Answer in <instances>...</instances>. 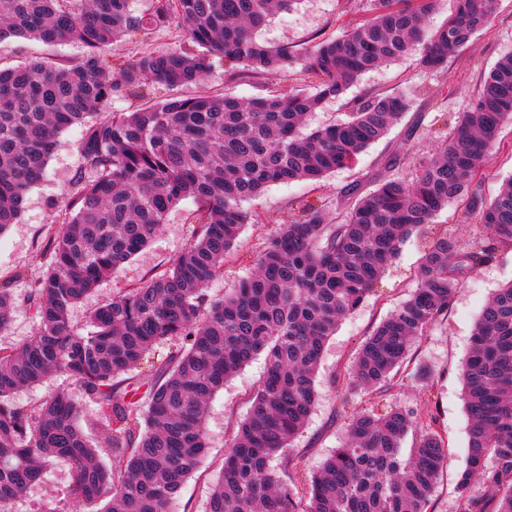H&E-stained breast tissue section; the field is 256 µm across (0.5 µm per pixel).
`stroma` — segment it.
Listing matches in <instances>:
<instances>
[{"mask_svg":"<svg viewBox=\"0 0 512 512\" xmlns=\"http://www.w3.org/2000/svg\"><path fill=\"white\" fill-rule=\"evenodd\" d=\"M360 0H301L292 10L272 17L260 32L272 45H312L314 38L341 34L355 19ZM182 49L177 26L150 34L124 38L109 47L112 60H129L144 47ZM77 43L46 46L16 37L0 40V57L23 64L35 57L66 58L82 55ZM512 54V0H500L499 13L489 32L478 35L447 69L424 70L417 55L365 73L348 91L327 101L309 120L316 129L343 119L354 103L371 92L388 91L406 95L407 111L391 127L387 136L369 146L347 167L337 170L318 184L294 181L272 185L264 193L244 202L254 221L245 225L224 263V275L213 281L208 292L219 297L232 291L249 276L257 255L279 224L285 223L298 205L324 203L330 212L350 205L341 196L345 186H358L360 193L372 192L384 179L405 175L413 159L431 154L440 133L453 127L465 112L495 62ZM293 82L283 73L254 79L232 80L216 61L190 93L223 91L248 100L285 91ZM82 129L72 126L57 137L46 174L27 195L25 209L16 224L0 234V284L10 288L14 311L0 343L24 342L38 328L29 299L31 284L41 274L42 254L57 227L54 204L70 191L71 180L82 166L79 150ZM501 146L495 150L482 181L484 199L494 197L504 178L512 176V123L500 131ZM192 199L182 200L169 214L166 224L149 245L98 289L77 304L71 317L75 325L88 328L91 311L109 300L113 293L141 282L168 268L194 234L190 216ZM425 239L412 235L400 248L394 264L375 284L366 301L344 317L328 342L317 377L318 401L302 433L293 443L295 464L290 480L305 489L316 471L344 439L348 416L353 408L368 406L369 395L350 390L349 368L362 341L414 291ZM512 280V248L501 249L496 259L482 264L458 286L448 311L413 346L397 377L398 387L387 394L386 404H400L432 414L436 429L447 441L451 460L441 473L432 496L433 512H457L456 483L468 452L469 422L463 404L461 367L469 350L474 323L494 291ZM265 372L264 357H257L217 392L209 404L207 433L209 448L201 467L184 483L174 512H205L212 485L220 475L227 446L245 417L250 399ZM70 471L66 464L51 465L42 481L12 502L10 512H67L71 502Z\"/></svg>","mask_w":512,"mask_h":512,"instance_id":"1","label":"stroma"}]
</instances>
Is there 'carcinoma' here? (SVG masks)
Returning <instances> with one entry per match:
<instances>
[{
    "label": "carcinoma",
    "instance_id": "obj_1",
    "mask_svg": "<svg viewBox=\"0 0 512 512\" xmlns=\"http://www.w3.org/2000/svg\"><path fill=\"white\" fill-rule=\"evenodd\" d=\"M0 0V38L46 45L78 42L75 59L0 60V233L23 212L58 134L83 127V166L60 227L50 236L46 269L32 284L34 336L0 344V512L40 482L55 461L70 468L72 512L105 502L103 512H170L202 463L211 397L256 357L266 362L212 487L206 512H431L450 455L433 416L394 405L363 407L347 435L299 493L285 476L286 454L317 402L319 366L340 320L357 309L396 259L401 244L463 202L475 214L479 246L464 248L444 229L429 237L418 285L361 344L351 368L355 391L380 397L415 340L448 311L460 281L512 247V178L481 194L485 167L502 125L512 122V54L497 60L469 111L433 153L413 161L336 216L306 203L256 258L254 273L221 298L207 294L250 216L241 202L274 184L319 181L382 139L408 107L401 95L373 93L347 118L306 131L307 117L363 74L420 55L428 71L447 67L487 32L499 0H456L431 32L435 0H363L345 34L310 48L271 46L258 32L299 0ZM178 21L196 50L145 47L115 65L104 49L131 33ZM224 60L234 78L293 71L312 85L249 101L219 92L185 95ZM172 91L134 112H109L115 98ZM191 197L197 224L170 268L97 307L84 333L71 308L142 251L169 212ZM13 297L0 286V332ZM164 366L133 382L124 375L159 344ZM65 373L94 405L105 448L81 425L71 391L33 404L13 394ZM469 420L468 455L457 481L459 512H512V282L481 311L462 369ZM413 434L416 446L402 452ZM106 454L109 462L101 459ZM479 481L484 493L473 490Z\"/></svg>",
    "mask_w": 512,
    "mask_h": 512
}]
</instances>
